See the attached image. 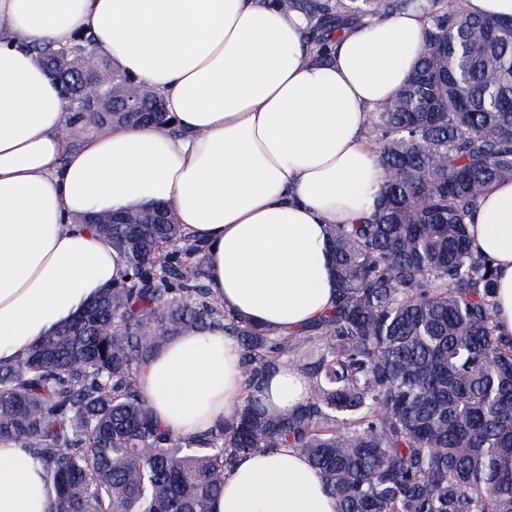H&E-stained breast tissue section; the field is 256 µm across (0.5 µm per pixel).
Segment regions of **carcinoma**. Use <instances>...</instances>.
Instances as JSON below:
<instances>
[{
	"mask_svg": "<svg viewBox=\"0 0 512 512\" xmlns=\"http://www.w3.org/2000/svg\"><path fill=\"white\" fill-rule=\"evenodd\" d=\"M326 48L366 18L420 10L424 51L411 79L371 113L385 178L373 215L333 225L336 301L291 336L224 311L202 246L152 209L88 228L125 258L120 283L0 363V442L22 448L55 489L51 512H210L244 456L297 448L338 497V512H512V336L494 309L493 261L470 246L467 217L512 180V19L468 14L461 0H279ZM37 48L74 118L96 130L139 125L116 111L136 85L99 57L88 70ZM222 326L242 350L245 387L231 417L183 438L140 395L141 366L187 329ZM305 374L308 399L263 407L266 375Z\"/></svg>",
	"mask_w": 512,
	"mask_h": 512,
	"instance_id": "1",
	"label": "carcinoma"
}]
</instances>
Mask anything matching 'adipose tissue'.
Listing matches in <instances>:
<instances>
[{
	"label": "adipose tissue",
	"mask_w": 512,
	"mask_h": 512,
	"mask_svg": "<svg viewBox=\"0 0 512 512\" xmlns=\"http://www.w3.org/2000/svg\"><path fill=\"white\" fill-rule=\"evenodd\" d=\"M306 28L277 0H0V360L121 280L123 257L82 222L92 211L167 205L205 247L225 311L263 328L290 335L332 306L328 230L376 207L384 178L365 131L411 76L425 22L410 11L343 29L325 60ZM82 30L163 99L170 128L116 124L72 146L73 117L31 47ZM467 224L512 335V181L488 188ZM138 387L164 429L209 432L242 394L241 349L222 329L185 330ZM263 394L285 412L308 382L283 365ZM54 499L27 453L0 444V512H50ZM211 512H338V500L299 450L279 448L243 457Z\"/></svg>",
	"instance_id": "adipose-tissue-1"
}]
</instances>
